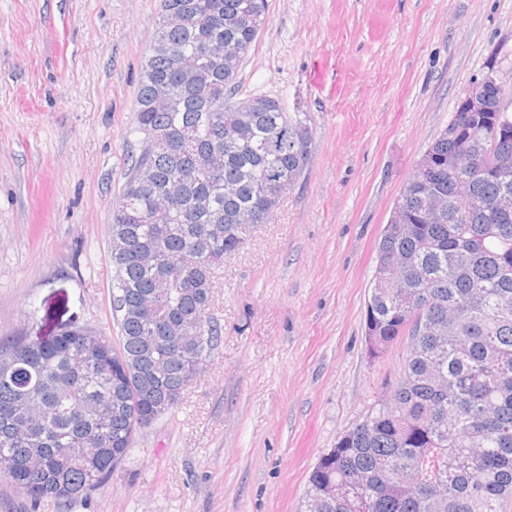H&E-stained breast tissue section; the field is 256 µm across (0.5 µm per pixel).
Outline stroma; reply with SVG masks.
<instances>
[{"mask_svg":"<svg viewBox=\"0 0 512 512\" xmlns=\"http://www.w3.org/2000/svg\"><path fill=\"white\" fill-rule=\"evenodd\" d=\"M159 20L160 0H0L1 346L118 335L109 226ZM491 61L512 76V0H269L236 96L277 97L313 151L215 272L209 363L82 498L0 480V512H299L310 470L402 370L405 339L377 358L364 341L377 244Z\"/></svg>","mask_w":512,"mask_h":512,"instance_id":"35a3bbf8","label":"stroma"}]
</instances>
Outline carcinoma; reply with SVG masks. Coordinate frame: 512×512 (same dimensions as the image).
<instances>
[{
    "label": "carcinoma",
    "instance_id": "obj_1",
    "mask_svg": "<svg viewBox=\"0 0 512 512\" xmlns=\"http://www.w3.org/2000/svg\"><path fill=\"white\" fill-rule=\"evenodd\" d=\"M192 4L186 23L169 12ZM268 0H161V18L136 96L139 155L112 213V312L119 344L66 327L29 346L0 347V472L33 500L69 501L100 484L127 456L135 435L176 408L209 361L220 330L206 315L214 271L246 243L257 215L306 174L310 126L279 99L233 101L240 64L268 17ZM241 49L233 60L180 66L210 43ZM167 89L171 108H157ZM511 112H456L414 164L394 202L374 275L392 269L383 292L370 284L365 341L377 353L399 337L411 345L385 402L343 433L313 466L303 500L336 482L345 496L325 512H503L512 500V214L494 211L512 195ZM502 132L493 138L496 132ZM151 167L172 189L173 207L153 205L135 182ZM168 262L173 287H153L140 248ZM159 301L165 322L143 314ZM206 323L193 336L169 326Z\"/></svg>",
    "mask_w": 512,
    "mask_h": 512
}]
</instances>
